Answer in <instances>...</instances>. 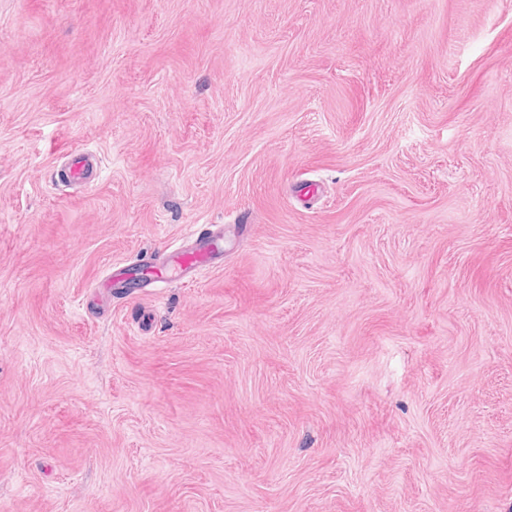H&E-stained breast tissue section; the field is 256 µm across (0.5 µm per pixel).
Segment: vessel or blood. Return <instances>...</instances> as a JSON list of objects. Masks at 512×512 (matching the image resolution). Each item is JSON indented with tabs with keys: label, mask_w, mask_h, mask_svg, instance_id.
<instances>
[{
	"label": "vessel or blood",
	"mask_w": 512,
	"mask_h": 512,
	"mask_svg": "<svg viewBox=\"0 0 512 512\" xmlns=\"http://www.w3.org/2000/svg\"><path fill=\"white\" fill-rule=\"evenodd\" d=\"M66 168L69 181L83 183L95 176L98 163L93 154L75 150L67 154ZM223 242L224 229L219 226L212 233L195 235L181 247L169 251L166 258L146 274H135L126 266L112 267L100 282L95 298L100 301L111 297L118 288L141 290L187 278H198L203 269L223 265Z\"/></svg>",
	"instance_id": "obj_1"
}]
</instances>
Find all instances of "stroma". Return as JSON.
I'll return each instance as SVG.
<instances>
[{"label":"stroma","mask_w":512,"mask_h":512,"mask_svg":"<svg viewBox=\"0 0 512 512\" xmlns=\"http://www.w3.org/2000/svg\"><path fill=\"white\" fill-rule=\"evenodd\" d=\"M0 512H512V0H0ZM67 179L74 183H83L96 175L98 163L93 154L85 151H70L66 155ZM211 234H198L187 240L181 247L168 252L166 258L155 266L153 271L135 275L129 266L112 267L98 285L96 303L112 297L115 288H155L159 284H170L187 278L197 280L205 268L224 264V227L215 224Z\"/></svg>","instance_id":"35a3bbf8"}]
</instances>
